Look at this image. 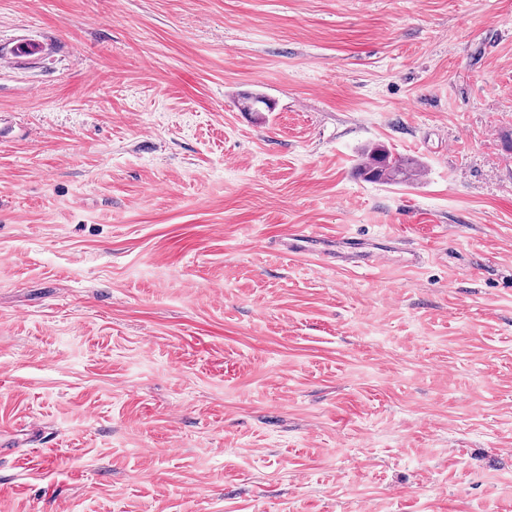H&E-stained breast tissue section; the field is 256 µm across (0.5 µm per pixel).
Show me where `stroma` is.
Listing matches in <instances>:
<instances>
[{
  "mask_svg": "<svg viewBox=\"0 0 512 512\" xmlns=\"http://www.w3.org/2000/svg\"><path fill=\"white\" fill-rule=\"evenodd\" d=\"M0 512H512V0H0ZM355 169L368 182L401 185L413 181L423 165L413 157L393 153L384 144H372L361 151ZM321 241V235L302 228L288 234L284 247L289 255H316ZM400 242L386 238L374 243L355 237L343 238L336 249L335 258L367 270L393 261L394 253L401 252Z\"/></svg>",
  "mask_w": 512,
  "mask_h": 512,
  "instance_id": "35a3bbf8",
  "label": "stroma"
}]
</instances>
